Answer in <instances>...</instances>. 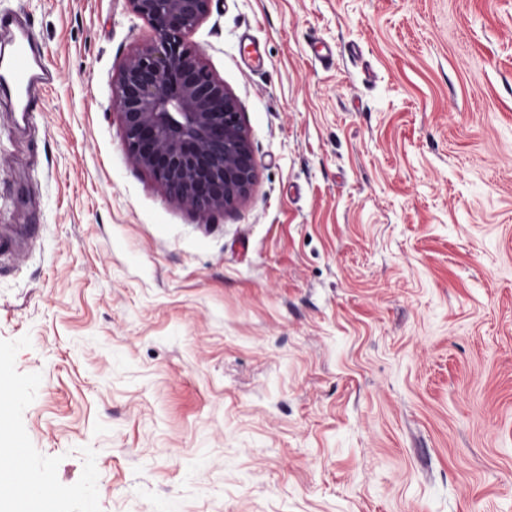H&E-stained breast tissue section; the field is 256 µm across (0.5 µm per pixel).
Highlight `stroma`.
<instances>
[{"mask_svg":"<svg viewBox=\"0 0 512 512\" xmlns=\"http://www.w3.org/2000/svg\"><path fill=\"white\" fill-rule=\"evenodd\" d=\"M6 7L56 75L30 116L0 97V447L29 486L512 512V0H211L187 42L257 173L204 219L127 158L116 82L155 39L128 0Z\"/></svg>","mask_w":512,"mask_h":512,"instance_id":"stroma-1","label":"stroma"}]
</instances>
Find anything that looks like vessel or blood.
Here are the masks:
<instances>
[{
    "label": "vessel or blood",
    "mask_w": 512,
    "mask_h": 512,
    "mask_svg": "<svg viewBox=\"0 0 512 512\" xmlns=\"http://www.w3.org/2000/svg\"><path fill=\"white\" fill-rule=\"evenodd\" d=\"M0 28L9 32L11 45L9 56L0 59V89L11 91L25 110L31 96L54 76L20 13L0 14Z\"/></svg>",
    "instance_id": "1"
}]
</instances>
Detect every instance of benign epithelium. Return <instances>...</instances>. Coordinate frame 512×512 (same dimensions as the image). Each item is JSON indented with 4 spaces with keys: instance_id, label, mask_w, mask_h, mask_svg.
Here are the masks:
<instances>
[{
    "instance_id": "obj_1",
    "label": "benign epithelium",
    "mask_w": 512,
    "mask_h": 512,
    "mask_svg": "<svg viewBox=\"0 0 512 512\" xmlns=\"http://www.w3.org/2000/svg\"><path fill=\"white\" fill-rule=\"evenodd\" d=\"M129 3L153 29L155 43L134 54L117 81L128 156L204 218L238 204L256 179L249 136L235 97L186 42L210 0Z\"/></svg>"
}]
</instances>
